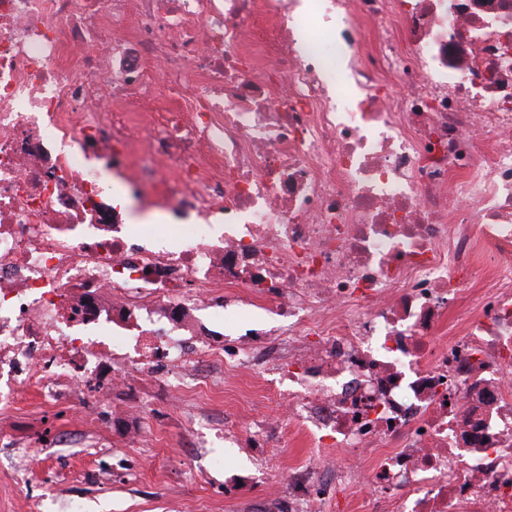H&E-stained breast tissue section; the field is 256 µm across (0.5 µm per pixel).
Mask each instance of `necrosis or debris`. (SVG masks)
<instances>
[{"label": "necrosis or debris", "instance_id": "1", "mask_svg": "<svg viewBox=\"0 0 512 512\" xmlns=\"http://www.w3.org/2000/svg\"><path fill=\"white\" fill-rule=\"evenodd\" d=\"M105 370L262 380L273 512H512V0H0V405ZM224 295L225 297L227 296L228 299L235 301V304H237L241 308L242 315L244 318L252 321L258 328H262L265 326L268 319L266 313L255 306L248 305L249 300L244 291H237L235 295L231 296H228L224 292ZM288 446L279 448L285 464L298 465L305 463L310 457V448L306 446L304 439L298 435L287 437Z\"/></svg>", "mask_w": 512, "mask_h": 512}]
</instances>
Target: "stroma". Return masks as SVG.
<instances>
[{
	"instance_id": "stroma-1",
	"label": "stroma",
	"mask_w": 512,
	"mask_h": 512,
	"mask_svg": "<svg viewBox=\"0 0 512 512\" xmlns=\"http://www.w3.org/2000/svg\"><path fill=\"white\" fill-rule=\"evenodd\" d=\"M108 393L109 406L97 396ZM123 394L98 381L82 397L45 401L38 388H22L0 418V512H250L267 492L262 484L238 483L250 456L223 442L191 454L196 421L223 415L231 405L260 404L250 378L230 380L225 391L189 399L182 413L154 406L139 421L141 442L112 407Z\"/></svg>"
}]
</instances>
